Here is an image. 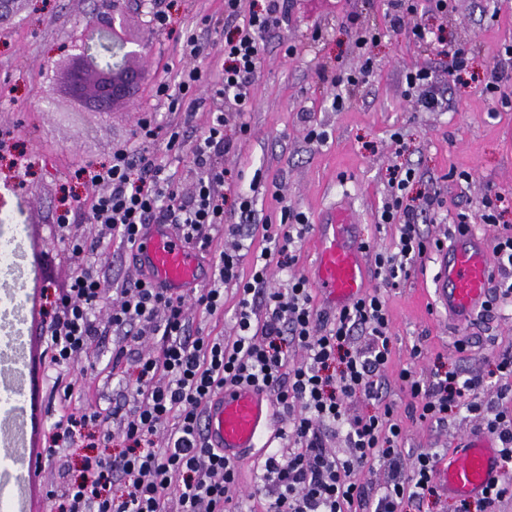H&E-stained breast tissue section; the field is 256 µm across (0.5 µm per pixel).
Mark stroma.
Here are the masks:
<instances>
[{"instance_id":"stroma-1","label":"stroma","mask_w":512,"mask_h":512,"mask_svg":"<svg viewBox=\"0 0 512 512\" xmlns=\"http://www.w3.org/2000/svg\"><path fill=\"white\" fill-rule=\"evenodd\" d=\"M123 4L131 34L147 41L141 59L147 79L136 99L105 114L80 107L60 92L51 71L64 46L87 28L96 0H27L19 21L0 29V135L11 145L0 150V211L25 225L28 252L65 253L68 244L52 232V218L64 205L76 199L85 203L91 196L75 170L88 161H108L131 138L141 109L154 102V75L172 78L181 66L178 31L205 19H224V0H172L170 25L151 35L136 0ZM288 4L290 23L267 45L252 110L245 115L251 134L240 138L235 127L227 129L235 147L224 157L225 168L247 181L254 172L262 174L265 188L256 198V217L275 210L281 196L315 226L329 222L341 205L349 211L353 237L377 252L393 250L398 231L379 225L377 214L388 198L389 168L402 165L416 172L409 197L434 190L443 200L438 215L419 220L425 237H443L456 213L478 211L489 191L506 199L500 221L512 226V107H502L483 91L494 57L512 44V0H454L443 14L419 11L417 22L440 31L448 45L470 46L471 78L464 86L448 82L450 56L389 32L386 0ZM350 15L384 29L385 35L372 50L370 82L338 111L320 67H357L353 31L346 23ZM285 41L297 44V56H284ZM424 66L435 70L448 110L419 112L406 96L407 72ZM310 126L325 131V140H307ZM21 154L30 164L22 177L13 167ZM461 171L470 173V181L458 180ZM69 272L64 265L29 262L20 280L29 306H44L46 289L62 287ZM435 274V258L427 256L400 288L384 293L392 336L388 395L401 406L407 403L398 380L404 365L423 375L437 370L485 374L497 355L512 352V305L474 324L451 325L436 303ZM462 334L471 345L459 354L454 340ZM415 345L422 356L414 361ZM405 428L404 456L410 463L427 448L452 453L472 422L454 415L440 427L409 420Z\"/></svg>"}]
</instances>
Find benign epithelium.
Instances as JSON below:
<instances>
[{
    "instance_id": "7a95c632",
    "label": "benign epithelium",
    "mask_w": 512,
    "mask_h": 512,
    "mask_svg": "<svg viewBox=\"0 0 512 512\" xmlns=\"http://www.w3.org/2000/svg\"><path fill=\"white\" fill-rule=\"evenodd\" d=\"M27 0H0V24L17 18ZM93 36H80L67 47V60L72 64L69 77L72 86L83 88L86 71L93 70L113 78L131 81L138 77L134 67L144 44L128 36L127 14L119 0H99L89 23Z\"/></svg>"
}]
</instances>
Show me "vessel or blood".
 Wrapping results in <instances>:
<instances>
[{
    "label": "vessel or blood",
    "instance_id": "obj_1",
    "mask_svg": "<svg viewBox=\"0 0 512 512\" xmlns=\"http://www.w3.org/2000/svg\"><path fill=\"white\" fill-rule=\"evenodd\" d=\"M350 219L339 209L316 238L314 285L328 304L339 307L364 293L365 268L358 248L346 244ZM139 266L155 284L177 292L198 288L202 262L193 246L180 241L166 224L150 225L140 241ZM491 248L488 239L473 232L462 235L440 257L437 295L454 321L473 319L490 294ZM266 391L241 387L215 398L207 412L206 429L225 457L245 458L257 446L271 416ZM500 472L499 453L492 438L469 433L458 452L437 470L445 494L471 497L481 494Z\"/></svg>",
    "mask_w": 512,
    "mask_h": 512
}]
</instances>
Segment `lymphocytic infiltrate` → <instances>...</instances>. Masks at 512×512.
<instances>
[{
	"label": "lymphocytic infiltrate",
	"instance_id": "lymphocytic-infiltrate-1",
	"mask_svg": "<svg viewBox=\"0 0 512 512\" xmlns=\"http://www.w3.org/2000/svg\"><path fill=\"white\" fill-rule=\"evenodd\" d=\"M392 30H408L421 46L441 42L438 32L416 23L418 0H388ZM289 21L287 0H224V23L210 38L188 28L177 37L181 67L174 83L159 81L155 107L143 111L133 142L113 151L109 161L80 168L93 189L82 211L66 208L53 218V231L69 243L64 257L71 275L51 291L49 308L40 309L39 332L44 349L39 361L43 385L63 390L65 405L44 426L45 448L38 469L49 471V512H255L254 500L266 498V512H401L409 501L435 496L439 451L417 455L405 465L404 419L386 399L391 362L390 320L381 290L359 297L328 316L315 309L308 279L295 273L297 247L311 226L306 215L283 205L276 222H264L266 247L252 263L248 276L239 268L244 250L240 223H230V211L241 220L254 212V193L224 167L232 142L224 135L228 117L225 101H233L238 132L248 135L244 116L252 106L255 82L269 37ZM379 29L358 26L354 48L358 68L334 72L336 108L346 94L368 83L375 62L371 49L381 39ZM217 56L221 74L208 96H200V59ZM414 107L434 112L446 101L436 91L437 77L427 67L405 76ZM207 107L210 120L200 132L188 128L196 110ZM182 113V122L159 125L156 110ZM188 152L194 175L191 192L158 162L153 146ZM416 172L389 170L390 198L378 221L397 225L394 250L374 256L375 274L383 288L407 281L419 262L443 250V240H427L417 224L419 211H436L438 194L424 197L421 207L406 204L405 192ZM101 227L98 240L78 235L75 221ZM150 224L172 225L177 236L194 245L211 263L206 287L177 294L156 287L142 271L123 279L111 302H104L101 257L111 242L135 249ZM228 237L232 250L220 249ZM491 293L482 306L512 299V227L503 226L491 240ZM287 272L274 283L276 272ZM234 286L237 333L233 336L194 335L189 311L207 317L224 313V288ZM115 332L126 338L113 349L103 367L106 379L135 372L131 405L92 406L87 386L74 370L96 337ZM302 359H288L287 346ZM496 370L502 379L497 406L483 400V375L452 370L417 377L401 369L398 377L410 398L409 418L429 424L466 413L477 429L499 443L500 461L512 463V355H500ZM243 384L266 390L281 422L277 439L287 449L267 448L256 478V489L242 493L236 467L213 447L204 420L220 391ZM377 402L376 411L360 414L358 401ZM119 420L111 430V420ZM343 439L345 452L330 448ZM121 451L110 452L114 441ZM90 447L78 474H71L64 452L78 444ZM389 476L377 481L376 471Z\"/></svg>",
	"mask_w": 512,
	"mask_h": 512
}]
</instances>
